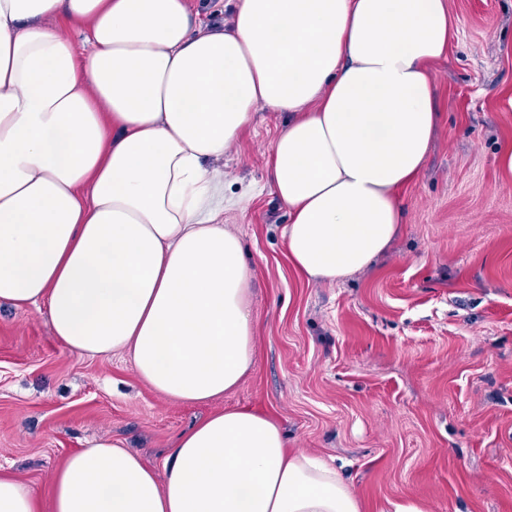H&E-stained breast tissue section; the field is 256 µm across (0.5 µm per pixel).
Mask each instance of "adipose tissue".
I'll use <instances>...</instances> for the list:
<instances>
[{"label": "adipose tissue", "instance_id": "ef3b65f1", "mask_svg": "<svg viewBox=\"0 0 512 512\" xmlns=\"http://www.w3.org/2000/svg\"><path fill=\"white\" fill-rule=\"evenodd\" d=\"M228 3L212 29L189 0H0V302L46 307L67 349L123 354L185 403L254 366L253 276L224 214L258 190L225 194L218 163L256 107L289 115L266 161L288 261L335 283L399 233L439 125L432 66L457 33L447 0ZM0 512L362 507L273 417L231 408L183 432L159 473L103 439L49 500L0 475Z\"/></svg>", "mask_w": 512, "mask_h": 512}]
</instances>
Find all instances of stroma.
Here are the masks:
<instances>
[{
	"instance_id": "obj_1",
	"label": "stroma",
	"mask_w": 512,
	"mask_h": 512,
	"mask_svg": "<svg viewBox=\"0 0 512 512\" xmlns=\"http://www.w3.org/2000/svg\"><path fill=\"white\" fill-rule=\"evenodd\" d=\"M459 34L434 67L440 122L401 194L390 251L330 285L289 265L287 212L265 158L287 114L258 111L226 155V190L265 187L224 222L254 273L252 371L208 403L162 395L120 356L54 336L46 308L0 305V474L48 499L54 473L100 439L162 470L180 433L248 407L289 449L338 470L362 512H512V0H449Z\"/></svg>"
}]
</instances>
